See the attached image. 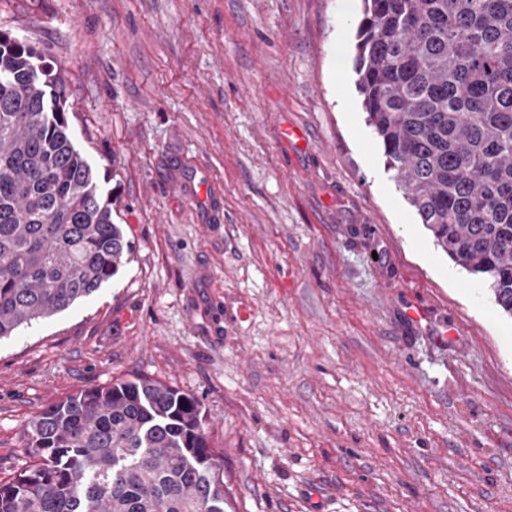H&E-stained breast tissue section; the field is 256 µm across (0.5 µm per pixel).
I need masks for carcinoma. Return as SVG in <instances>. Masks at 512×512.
I'll use <instances>...</instances> for the list:
<instances>
[{
  "instance_id": "carcinoma-1",
  "label": "carcinoma",
  "mask_w": 512,
  "mask_h": 512,
  "mask_svg": "<svg viewBox=\"0 0 512 512\" xmlns=\"http://www.w3.org/2000/svg\"><path fill=\"white\" fill-rule=\"evenodd\" d=\"M366 122L434 242L512 318V0H363ZM41 54L0 34V339L92 296L131 252ZM199 402L147 377L27 422L0 512H225Z\"/></svg>"
}]
</instances>
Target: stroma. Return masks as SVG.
<instances>
[{"label":"stroma","mask_w":512,"mask_h":512,"mask_svg":"<svg viewBox=\"0 0 512 512\" xmlns=\"http://www.w3.org/2000/svg\"><path fill=\"white\" fill-rule=\"evenodd\" d=\"M363 10L0 0L132 246L0 340V480L34 462L29 418L146 376L199 401L228 512H512V319L386 166L356 87Z\"/></svg>","instance_id":"stroma-1"}]
</instances>
